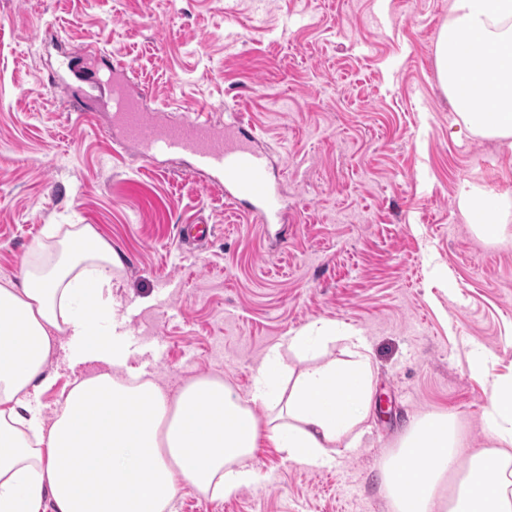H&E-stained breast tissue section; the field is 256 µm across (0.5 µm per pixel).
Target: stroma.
<instances>
[{"mask_svg":"<svg viewBox=\"0 0 512 512\" xmlns=\"http://www.w3.org/2000/svg\"><path fill=\"white\" fill-rule=\"evenodd\" d=\"M448 0H0V284L49 224H88L116 251L129 363L176 395L200 377L248 396L265 351L317 320L360 329L375 394L360 447L328 465L265 445V477L229 499L181 489L175 512H391L378 467L411 418L448 412L482 447L488 400L473 351L512 375V245L481 240L462 190L512 206V153L455 125L436 72ZM134 62L148 110L207 105L260 135L288 220L260 227L188 156L150 165L117 146L107 94L77 123L44 78L89 45ZM184 224L209 241L184 244ZM46 417L106 364L54 339Z\"/></svg>","mask_w":512,"mask_h":512,"instance_id":"1","label":"stroma"}]
</instances>
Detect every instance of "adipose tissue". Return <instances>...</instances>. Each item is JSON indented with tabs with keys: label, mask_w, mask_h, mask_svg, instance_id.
I'll return each instance as SVG.
<instances>
[{
	"label": "adipose tissue",
	"mask_w": 512,
	"mask_h": 512,
	"mask_svg": "<svg viewBox=\"0 0 512 512\" xmlns=\"http://www.w3.org/2000/svg\"><path fill=\"white\" fill-rule=\"evenodd\" d=\"M436 42L438 77L458 119L512 150V0H448ZM459 208L482 239L504 241L512 210L468 190ZM111 245L88 224H51L24 261L19 282L0 285V512H169L190 486L229 498L263 481L250 466L261 441L288 460L320 466L356 447L372 412L371 349L361 330L318 320L269 348L249 397L209 377L177 395L132 372L123 324L112 307ZM70 360L112 370L77 382L53 421L32 390L45 383L51 332ZM341 343L346 359L296 371L288 354ZM484 380L485 448L464 451L448 413L414 418L382 476L394 512H512V377Z\"/></svg>",
	"instance_id": "adipose-tissue-1"
}]
</instances>
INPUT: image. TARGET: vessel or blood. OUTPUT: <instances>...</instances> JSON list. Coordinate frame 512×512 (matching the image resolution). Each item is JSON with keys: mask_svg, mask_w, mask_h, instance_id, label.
<instances>
[{"mask_svg": "<svg viewBox=\"0 0 512 512\" xmlns=\"http://www.w3.org/2000/svg\"><path fill=\"white\" fill-rule=\"evenodd\" d=\"M92 58L65 59L64 74L55 76L54 87L63 89L72 115L82 117L87 110L78 86L107 78L119 92L108 133L120 144L142 148L143 162L157 155H190L196 172L223 187L226 195L247 203L263 224L285 221L288 206L274 186L266 153L258 149L252 127L241 118L222 126L212 122L210 109L185 111L181 120L171 121L142 106L144 88L134 82L132 61L107 63L104 69L92 66Z\"/></svg>", "mask_w": 512, "mask_h": 512, "instance_id": "b4317fda", "label": "vessel or blood"}]
</instances>
